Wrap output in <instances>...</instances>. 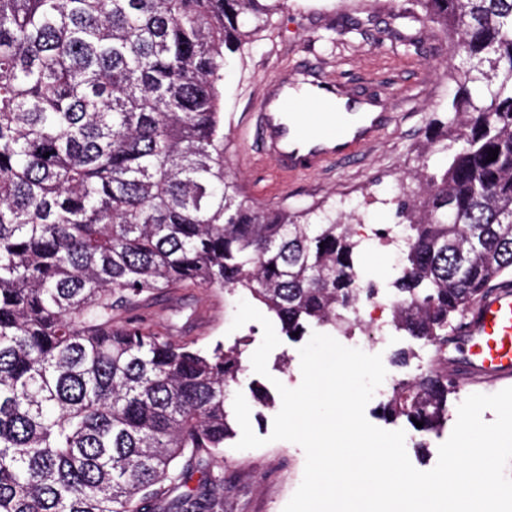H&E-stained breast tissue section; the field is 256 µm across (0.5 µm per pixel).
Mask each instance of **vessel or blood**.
I'll use <instances>...</instances> for the list:
<instances>
[{"mask_svg":"<svg viewBox=\"0 0 512 512\" xmlns=\"http://www.w3.org/2000/svg\"><path fill=\"white\" fill-rule=\"evenodd\" d=\"M336 80L284 66L262 89L260 107L244 136L254 141L251 165L273 162L285 183L322 172L377 141L388 120L384 112H340ZM461 358H449L448 374L460 388L512 382V284L489 287L465 315L459 329Z\"/></svg>","mask_w":512,"mask_h":512,"instance_id":"vessel-or-blood-1","label":"vessel or blood"}]
</instances>
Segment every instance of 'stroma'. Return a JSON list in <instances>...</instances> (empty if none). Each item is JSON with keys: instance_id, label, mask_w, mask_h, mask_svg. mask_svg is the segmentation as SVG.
<instances>
[{"instance_id": "stroma-1", "label": "stroma", "mask_w": 512, "mask_h": 512, "mask_svg": "<svg viewBox=\"0 0 512 512\" xmlns=\"http://www.w3.org/2000/svg\"><path fill=\"white\" fill-rule=\"evenodd\" d=\"M454 48L440 27L424 19L419 10L402 0H288L283 13L270 26L254 34L241 53L224 65V168L236 179L242 193L267 208L296 212L326 202L337 209L357 212L364 223H394L391 206L380 205L411 188L410 172L427 149L429 136L445 121L456 84L448 66ZM307 59L314 72L343 82L352 93L382 97L392 119L383 135L352 160H340L315 176H301L279 189H271L270 168H255L243 159L248 145L242 127L259 109L258 91L277 70ZM238 297L218 288H172L157 295L147 309L151 330L202 349L221 343L243 344V361H250L263 338L260 323L250 321L239 329L231 324ZM419 340L398 331L376 351L382 356L388 378L402 380L417 375ZM299 343L282 340L269 355L267 375L246 369L240 386L270 387L279 380L290 389L302 381ZM407 353L399 363V353ZM469 395L460 390L448 404L447 427L437 434L416 433L407 454L421 471L432 469L438 447L456 422L458 406ZM275 409L250 405L254 433L264 446L238 450L226 447L213 464L224 476V512H283L304 473L305 452L289 441H270Z\"/></svg>"}]
</instances>
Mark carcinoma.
Listing matches in <instances>:
<instances>
[{"mask_svg": "<svg viewBox=\"0 0 512 512\" xmlns=\"http://www.w3.org/2000/svg\"><path fill=\"white\" fill-rule=\"evenodd\" d=\"M287 2L0 0V512H224L211 466L235 436L240 350L118 315L219 288L296 341L382 293L355 214L266 209L224 171V58ZM413 2L453 40L458 90L431 150L450 161L421 159L393 199L387 287L395 328L441 354L512 275V0ZM446 369L400 382L384 417L440 432Z\"/></svg>", "mask_w": 512, "mask_h": 512, "instance_id": "obj_1", "label": "carcinoma"}]
</instances>
